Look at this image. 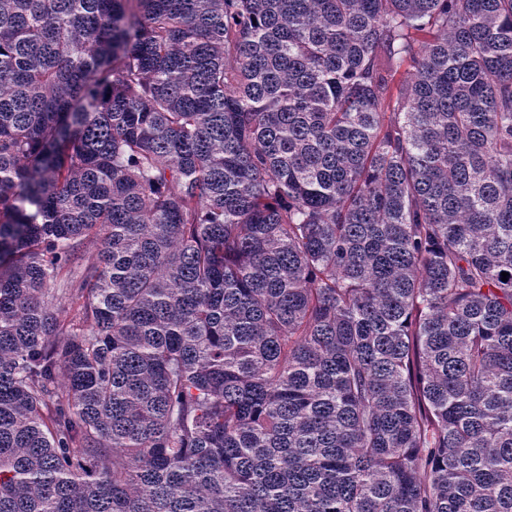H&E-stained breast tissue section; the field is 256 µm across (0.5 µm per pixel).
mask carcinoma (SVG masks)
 <instances>
[{"mask_svg": "<svg viewBox=\"0 0 512 512\" xmlns=\"http://www.w3.org/2000/svg\"><path fill=\"white\" fill-rule=\"evenodd\" d=\"M0 512H512V0H0Z\"/></svg>", "mask_w": 512, "mask_h": 512, "instance_id": "1", "label": "carcinoma"}]
</instances>
